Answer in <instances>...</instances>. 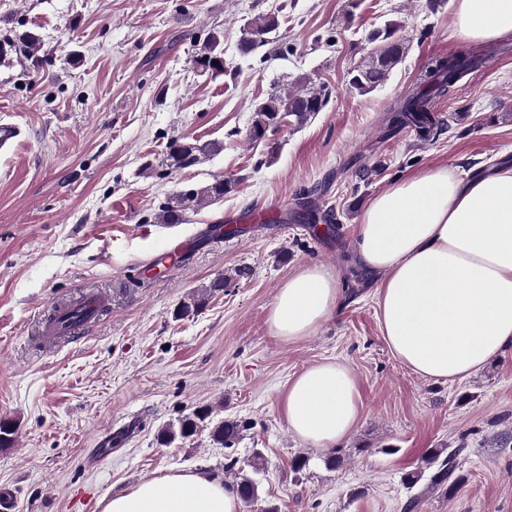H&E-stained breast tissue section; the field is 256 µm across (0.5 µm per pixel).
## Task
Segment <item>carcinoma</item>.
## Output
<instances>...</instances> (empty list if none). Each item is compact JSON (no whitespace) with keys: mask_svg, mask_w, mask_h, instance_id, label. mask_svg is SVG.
Here are the masks:
<instances>
[{"mask_svg":"<svg viewBox=\"0 0 512 512\" xmlns=\"http://www.w3.org/2000/svg\"><path fill=\"white\" fill-rule=\"evenodd\" d=\"M279 28L278 15L265 13L254 17L248 24L242 38L241 51L250 54L271 42L270 35ZM402 23L389 20L374 28L367 35V42L372 45L371 52L362 58L348 72L349 87L360 95L374 91L383 84L391 71L402 61L407 52L406 42L400 37ZM40 49V38L31 32H23L14 40L5 43L1 54L8 52L17 58H36L38 67L46 71L54 66L55 58L48 54L36 56ZM500 47L490 45L482 52H458L450 59H435L423 74L419 84L393 108L392 125L395 127L410 126L421 137H428L434 130L436 118L430 110V102L445 95L467 72L477 68L487 58L497 54ZM196 63L202 72L217 78L224 74V52L221 49V34L213 31L207 37L204 46L196 56ZM328 101L325 83H317L310 77L298 78L291 87L269 94L254 109V116L249 131V139L265 141L274 134L285 119H293L297 125L305 124L310 118L322 111ZM213 150L210 143L190 142L185 139H173L169 142L166 152V166L173 169H184L196 165L200 159ZM233 184L216 177L213 181L183 191L177 196L176 203L163 210L162 219L167 224H179L183 221V211L193 207L204 208L224 200L230 193ZM212 408L196 409L192 414L182 417L178 424L169 425L162 431L163 443L167 444L176 438L186 439L196 434L201 423L211 419ZM239 425L233 422L220 421L212 430L213 440L226 449L232 448L239 439ZM460 449L440 458L441 452L433 451L426 463L435 464L437 468L429 477L427 491L434 493L445 488H453L460 478L455 476L457 457ZM238 460L227 458L224 469L233 474L234 486L242 502L249 505L258 498V482L246 475L233 473Z\"/></svg>","mask_w":512,"mask_h":512,"instance_id":"carcinoma-1","label":"carcinoma"}]
</instances>
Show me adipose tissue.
Returning <instances> with one entry per match:
<instances>
[{"instance_id": "1", "label": "adipose tissue", "mask_w": 512, "mask_h": 512, "mask_svg": "<svg viewBox=\"0 0 512 512\" xmlns=\"http://www.w3.org/2000/svg\"><path fill=\"white\" fill-rule=\"evenodd\" d=\"M454 34L480 43L512 37V0H457ZM359 261L382 273L376 315L392 355L421 376L463 380L512 351V166L460 177L413 171L374 196L356 226ZM342 290L324 265L279 288L267 324L293 343L318 332ZM280 406L289 432L331 448L362 414L351 368L324 360L289 380ZM103 512H242L231 486L206 472L146 478Z\"/></svg>"}]
</instances>
